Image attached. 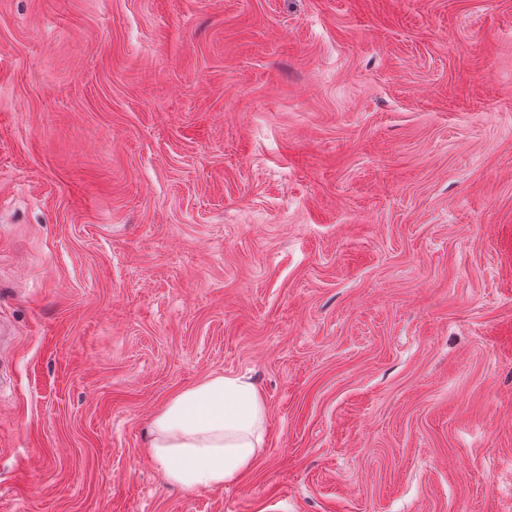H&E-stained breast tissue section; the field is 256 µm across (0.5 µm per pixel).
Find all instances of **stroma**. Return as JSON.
Wrapping results in <instances>:
<instances>
[{"label": "stroma", "mask_w": 512, "mask_h": 512, "mask_svg": "<svg viewBox=\"0 0 512 512\" xmlns=\"http://www.w3.org/2000/svg\"><path fill=\"white\" fill-rule=\"evenodd\" d=\"M0 325V512H512V0H0ZM266 416L264 399L249 378L215 375L155 414L152 452L176 487L233 483L263 448Z\"/></svg>", "instance_id": "1"}]
</instances>
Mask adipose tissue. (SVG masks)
Masks as SVG:
<instances>
[{
	"label": "adipose tissue",
	"mask_w": 512,
	"mask_h": 512,
	"mask_svg": "<svg viewBox=\"0 0 512 512\" xmlns=\"http://www.w3.org/2000/svg\"><path fill=\"white\" fill-rule=\"evenodd\" d=\"M267 408L249 378L215 375L173 397L155 414L151 448L174 486L235 482L264 444Z\"/></svg>",
	"instance_id": "obj_1"
}]
</instances>
